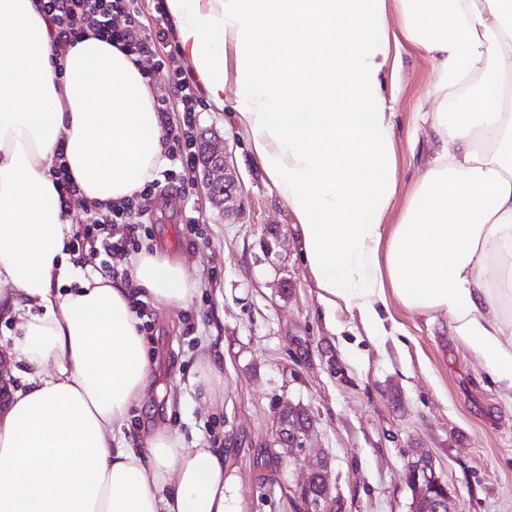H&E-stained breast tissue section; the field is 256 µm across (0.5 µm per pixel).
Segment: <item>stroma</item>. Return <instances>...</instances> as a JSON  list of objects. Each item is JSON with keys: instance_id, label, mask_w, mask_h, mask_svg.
<instances>
[{"instance_id": "obj_1", "label": "stroma", "mask_w": 512, "mask_h": 512, "mask_svg": "<svg viewBox=\"0 0 512 512\" xmlns=\"http://www.w3.org/2000/svg\"><path fill=\"white\" fill-rule=\"evenodd\" d=\"M435 83L434 62L404 46L392 101L393 224L432 158L431 131L415 114L431 106ZM234 106L230 83L223 107L201 98L195 133L225 148L240 207L215 204L199 166L185 187L153 195L151 222L136 241L138 250L182 261L200 291L186 308H147L149 398L133 410L126 441L141 447L168 429L187 446L204 440L227 449L225 471L238 478L242 512H295L293 490L325 461L328 512H410L403 474L420 450L432 457L454 512H512V393L450 336L446 317L431 322L394 302L397 331L373 340L357 308L324 306L293 216ZM203 345L224 352V387L212 408L189 381ZM290 403L313 419L297 466L275 442Z\"/></svg>"}]
</instances>
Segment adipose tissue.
<instances>
[{"instance_id":"ef3b65f1","label":"adipose tissue","mask_w":512,"mask_h":512,"mask_svg":"<svg viewBox=\"0 0 512 512\" xmlns=\"http://www.w3.org/2000/svg\"><path fill=\"white\" fill-rule=\"evenodd\" d=\"M184 63L239 122L288 205L327 305L386 336L391 302L447 315L512 389V0H165ZM438 65L433 158L398 223L387 79L402 46ZM165 117L141 64L94 38L55 59L39 0H0V316L23 385L0 406V512H241L221 448L162 431L128 446L150 361L130 294L187 307L181 262L131 261L129 282L75 266L50 171L88 200L129 197L165 164ZM205 404L224 383L202 351Z\"/></svg>"}]
</instances>
